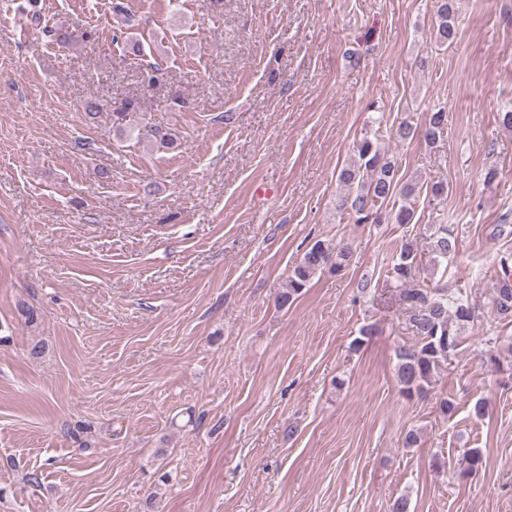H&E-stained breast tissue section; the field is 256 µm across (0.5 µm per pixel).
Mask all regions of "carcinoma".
I'll use <instances>...</instances> for the list:
<instances>
[{"instance_id":"cac0c4a2","label":"carcinoma","mask_w":512,"mask_h":512,"mask_svg":"<svg viewBox=\"0 0 512 512\" xmlns=\"http://www.w3.org/2000/svg\"><path fill=\"white\" fill-rule=\"evenodd\" d=\"M437 45L450 46L457 38L453 10L448 0H440L434 26ZM448 131L447 113L440 109L430 114L421 127L402 123L396 129L401 139L418 138L431 146ZM357 160L340 170L339 181L353 196L342 199L341 206L350 210L357 224H379L387 220L393 224H411L414 209L405 205L397 210L381 212V206L396 196L411 197L421 192L431 200L442 199L448 186L433 181L421 187L417 183L399 184L395 161L381 149L378 139L364 136L356 144ZM431 255V276H422L417 260V240L402 241L391 268L392 279L399 288V298L409 314L408 324L415 343L396 349V375L400 393L411 398L420 394L434 381L441 368L458 354L466 331L476 321L475 302L462 292L448 288V258L456 253L457 239L446 224H433L425 237ZM348 245L315 241L306 249L289 276L288 289L277 298V305L285 307L295 301L310 281L324 269L339 272L349 262ZM494 323L512 325V254L500 256L496 282L489 302ZM483 457L477 449L465 455V466L460 475L467 477L482 467Z\"/></svg>"}]
</instances>
